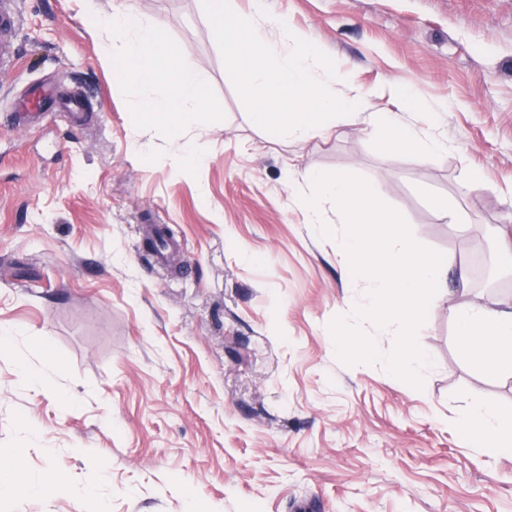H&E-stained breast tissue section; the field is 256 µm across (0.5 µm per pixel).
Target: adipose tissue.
I'll use <instances>...</instances> for the list:
<instances>
[{
	"instance_id": "ef3b65f1",
	"label": "adipose tissue",
	"mask_w": 512,
	"mask_h": 512,
	"mask_svg": "<svg viewBox=\"0 0 512 512\" xmlns=\"http://www.w3.org/2000/svg\"><path fill=\"white\" fill-rule=\"evenodd\" d=\"M399 129L397 147H416L421 157L447 151L448 141L437 128L418 131L402 126L398 113H388L376 135ZM451 317L459 343L470 358L487 374L512 377V303L491 307L482 303L456 309ZM463 447L493 458L512 450V407L506 408L483 400L471 401L457 420ZM23 452L0 459V492L22 501L34 491H50L66 484L64 475L44 471L39 485H32L24 475Z\"/></svg>"
}]
</instances>
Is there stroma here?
<instances>
[{
    "label": "stroma",
    "instance_id": "stroma-1",
    "mask_svg": "<svg viewBox=\"0 0 512 512\" xmlns=\"http://www.w3.org/2000/svg\"><path fill=\"white\" fill-rule=\"evenodd\" d=\"M133 6L205 74L224 117L184 130L206 155L180 171L167 138L135 131L82 0H20L17 64L0 74V324L18 332L0 347V458L25 449L29 480L53 469L72 486L0 498V512H86L71 489L89 482L100 512H512V453L481 456L457 427L471 400L512 404V379L483 373L451 319L512 299L497 261L512 228V0H235L320 42L332 93L371 95L299 141L251 119L202 0ZM32 83L81 95L84 111L15 122ZM400 87L447 104L452 151L423 159L369 133L382 112L429 125ZM291 168L365 178L421 245L468 266L420 327L421 387L387 371L395 337L352 318L346 259L305 224ZM340 333L369 353L337 354ZM47 355L56 385L21 384L19 365Z\"/></svg>",
    "mask_w": 512,
    "mask_h": 512
}]
</instances>
